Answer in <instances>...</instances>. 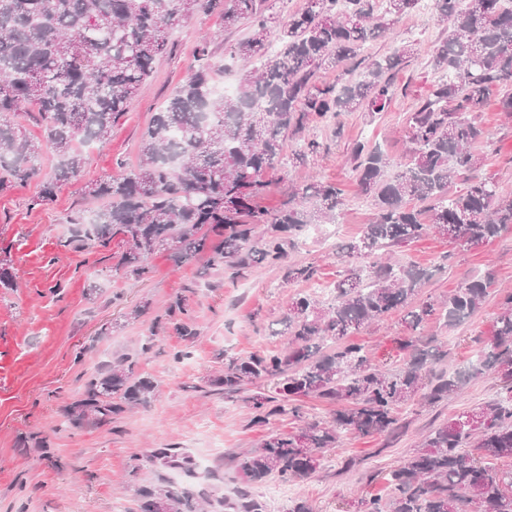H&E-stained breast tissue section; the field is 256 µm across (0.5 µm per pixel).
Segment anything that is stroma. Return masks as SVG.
I'll return each instance as SVG.
<instances>
[{"label": "stroma", "mask_w": 512, "mask_h": 512, "mask_svg": "<svg viewBox=\"0 0 512 512\" xmlns=\"http://www.w3.org/2000/svg\"><path fill=\"white\" fill-rule=\"evenodd\" d=\"M395 32L396 40H371L364 46L368 56L390 54L400 40L419 47L418 54L397 71L390 105L375 114L345 113L338 134L317 126L314 133L330 143L329 153L267 175L272 188L259 204L269 210L279 208L291 186L304 183L311 174L340 184L345 191L335 240L325 242L305 233L288 254L289 262L316 265L314 281L286 285L280 269L266 265L237 278L227 270L208 269L202 255L175 264L166 249L153 255L148 276L137 279L117 271V247L73 251L61 245L70 234L66 216L99 205L85 195L84 186L138 165L140 136L152 114L187 79L201 37L213 35L211 51L218 61L224 58L225 46L240 39V32L225 30L217 11L185 18L173 34L172 51L157 62L128 113L113 127L108 143L84 149L85 163L77 181L60 186L53 201L32 206L41 180L51 176L57 164L56 155L48 151L38 179L0 195V260L17 274L15 287L0 288V512H139L135 490L142 485L205 495V512H229L228 502L247 488L266 498L267 512H288L297 498L308 500L313 512H361L362 500L386 496L389 471L425 434L496 397L503 386L500 376L471 380L461 394L438 405L402 408L403 427L395 436L343 434L339 448L326 452L305 481L278 485L270 480L251 487L236 468L239 456L269 432L295 433L307 422L328 419L330 406L302 398L299 415L275 416L256 424L245 395L227 398L199 389L202 377L221 369L225 356L280 349L282 340L269 336L268 325L283 316L291 295L336 280L341 269L339 245L358 237L372 221L373 207L360 194L353 176L350 148L365 140L396 157L406 153V121L427 94L433 79L428 52L445 35L446 25L437 14L417 10L403 16ZM497 99V92H490L478 114L491 133L490 140L479 146L482 172L512 192V119L498 111ZM392 253L397 261L431 271L425 291L437 297L488 272L499 287L512 291V232L464 252L430 235L395 246ZM443 260L448 269L441 272L437 266ZM92 285L97 294L90 300L86 292ZM179 295L188 298L197 331L189 344L173 330H153L156 317ZM498 302V294H491L483 309L457 328L447 329L435 318L421 334L446 343L450 366H467L487 346ZM139 305L144 313L130 318V311ZM406 334L400 314L395 313L355 331L351 339L394 370L401 364L399 341ZM150 336L155 345L141 354ZM182 349L188 350V357L174 360V353ZM121 354L138 356L139 372L156 380L158 391L150 404L109 425L75 428L66 423L62 408L84 379ZM35 433L50 437L64 469L39 461L37 449L27 443ZM169 447L193 460L207 453L213 466L200 471L149 461L154 449ZM347 461L352 467L346 472L342 466Z\"/></svg>", "instance_id": "stroma-1"}]
</instances>
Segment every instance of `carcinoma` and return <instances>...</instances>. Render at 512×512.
I'll return each mask as SVG.
<instances>
[{"instance_id": "carcinoma-1", "label": "carcinoma", "mask_w": 512, "mask_h": 512, "mask_svg": "<svg viewBox=\"0 0 512 512\" xmlns=\"http://www.w3.org/2000/svg\"><path fill=\"white\" fill-rule=\"evenodd\" d=\"M267 0H0V194L38 176L44 150L60 157L54 177L43 181L32 205L56 196L79 178L80 147L105 142L124 116L155 63L171 52L169 31L192 12L221 11L224 28L247 35L225 49L251 68L240 73L236 92L214 94L224 68L212 62L210 42L199 45L195 69L160 111L139 145L140 164L118 177L85 186L103 205L67 218L76 226L65 246L79 251L93 242L108 246L122 238L126 250L117 269L142 279L161 247L181 264L199 254L213 268L246 277L259 265L283 266L286 284L311 281V263L284 264L297 236L311 224H334L343 205L338 184H301L281 207L257 205L270 170L284 166L288 142L301 146L296 158L327 147L309 137L312 124L337 122L346 112H381L394 95L393 71L418 52L401 44L384 57H363L371 39L383 37L421 0H306L277 27ZM448 36L430 51L438 74L416 111L407 118L410 144L397 161L358 140L351 147L353 172L375 207L374 221L341 247L345 269L324 304L311 295L288 301L281 321L286 346L247 358L224 357V367L205 383L227 396L265 380H278L276 395L250 397L252 422L299 414L290 402L313 397L330 405V419L307 424L296 434L270 433L238 459L252 483L271 476L283 483L315 472L322 453L341 434H393L399 410L409 403L433 405L457 394L470 380L497 373L504 392L431 430L395 468L387 497L361 502L363 512H512V293L503 295L495 333L477 362L463 369L438 368L448 357L444 343L423 342L417 331L439 314L450 329L479 312L492 274L476 277L442 300L416 301L429 280L412 264L382 260L388 248L428 235L468 250L512 231V193L479 176L476 147L489 132L476 121L488 91L500 92L499 111L512 116V0H436ZM354 69L319 76L344 62ZM24 113L40 125L46 141L22 130ZM459 180L465 187L454 193ZM400 312L409 336L400 368L390 372L364 347L347 340L363 326ZM166 323L186 342L197 332L188 299L165 309ZM155 380L137 369L131 355L102 363L84 382L63 415L75 428L110 424L155 395ZM39 459L61 470L49 440L33 436ZM149 461L187 467L173 448H157ZM140 512H154L168 499L169 512H201L190 493L140 486ZM234 512H266L249 491L230 504Z\"/></svg>"}]
</instances>
